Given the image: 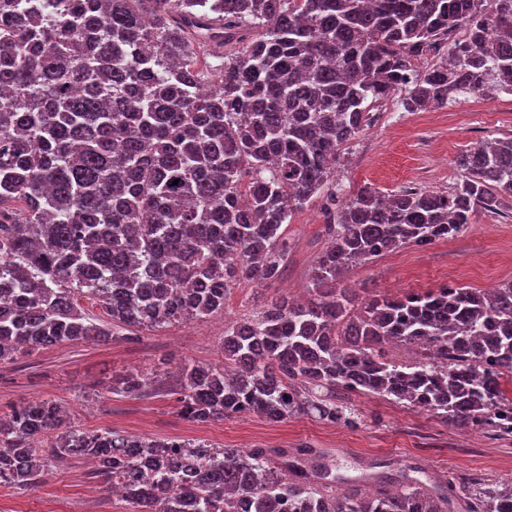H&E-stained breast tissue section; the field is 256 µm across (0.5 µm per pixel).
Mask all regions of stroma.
Segmentation results:
<instances>
[{"mask_svg": "<svg viewBox=\"0 0 512 512\" xmlns=\"http://www.w3.org/2000/svg\"><path fill=\"white\" fill-rule=\"evenodd\" d=\"M512 135V96L468 97L466 102L420 112L386 101L375 126L350 141L337 168L339 199L365 186L382 195L407 187L451 190L460 178L458 155L481 141ZM326 216L321 201L295 210L286 228L288 255L270 282H245L229 294L224 310L206 319L159 330H140L106 341H74L0 364V414L21 402L51 399L72 426L112 429L147 438L198 439L218 448H264L304 470H328L336 494L363 496L402 476L451 495L453 512L470 504L454 498L459 486H512V436L475 431L431 413L379 397L340 392L360 416L347 427L309 415L273 422L239 415L197 424L179 414L180 367L191 358L224 362V326L258 312L271 300L312 298L311 271L324 250ZM512 281V218L475 212L455 236L426 246L408 245L349 267L342 284L358 299L400 297L445 284L484 289ZM148 374L141 394L118 395L110 386L129 372ZM0 512H133L112 493L85 458L57 463L37 487L0 486Z\"/></svg>", "mask_w": 512, "mask_h": 512, "instance_id": "35a3bbf8", "label": "stroma"}]
</instances>
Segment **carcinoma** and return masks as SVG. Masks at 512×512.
<instances>
[{
	"instance_id": "obj_1",
	"label": "carcinoma",
	"mask_w": 512,
	"mask_h": 512,
	"mask_svg": "<svg viewBox=\"0 0 512 512\" xmlns=\"http://www.w3.org/2000/svg\"><path fill=\"white\" fill-rule=\"evenodd\" d=\"M464 36L456 37L459 30ZM220 59L202 92L195 47ZM437 63L423 72L415 61ZM512 92V0H0V363L62 342L108 340L224 311L243 281L273 280L282 226L327 200L316 291L224 329V367L181 366L179 412L196 423L257 413L355 424L336 388L379 395L460 427L512 434V283L375 295L354 312L345 270L452 237L478 210L512 215V137L461 153L445 194L370 187L336 204L340 152L392 94L407 112ZM96 300L112 326L79 300ZM398 342L419 359L378 350ZM138 373L112 392L136 394ZM52 400L0 416V483L38 484L89 457L140 512H449L403 478L341 499L329 473L289 474L262 449L212 448L64 426ZM56 435L50 451L44 439ZM512 512V488L472 494Z\"/></svg>"
}]
</instances>
